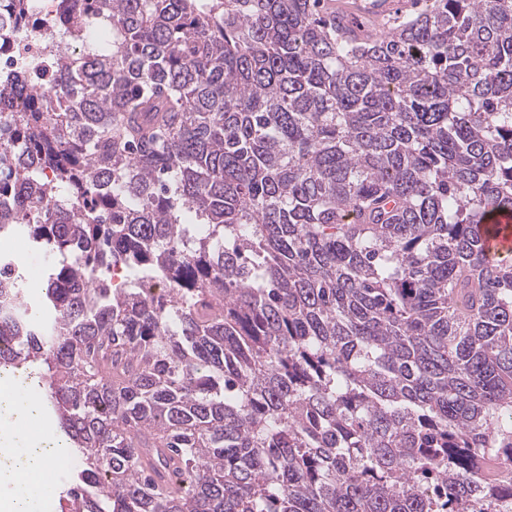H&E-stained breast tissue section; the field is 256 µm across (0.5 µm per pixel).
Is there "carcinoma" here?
I'll list each match as a JSON object with an SVG mask.
<instances>
[{
	"mask_svg": "<svg viewBox=\"0 0 512 512\" xmlns=\"http://www.w3.org/2000/svg\"><path fill=\"white\" fill-rule=\"evenodd\" d=\"M420 1L63 0L62 95L0 82V228L54 259L0 270V370L58 512H512V0ZM396 2V8L393 13H390L395 2L392 0H360L357 1V5L359 9L366 13H359L352 11H344L343 13L347 14L350 19L356 21L361 24H370L377 23L380 20L387 21L392 20L397 15L400 14V11L408 8L413 0H394ZM390 13V15H388ZM368 14V15H367ZM373 17H378L381 19H376ZM388 15V16H387ZM386 16V17H384ZM484 227V245L492 260L512 255V213L497 214ZM512 258V257H511Z\"/></svg>",
	"mask_w": 512,
	"mask_h": 512,
	"instance_id": "carcinoma-1",
	"label": "carcinoma"
}]
</instances>
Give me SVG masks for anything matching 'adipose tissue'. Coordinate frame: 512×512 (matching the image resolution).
Returning <instances> with one entry per match:
<instances>
[{"instance_id": "adipose-tissue-1", "label": "adipose tissue", "mask_w": 512, "mask_h": 512, "mask_svg": "<svg viewBox=\"0 0 512 512\" xmlns=\"http://www.w3.org/2000/svg\"><path fill=\"white\" fill-rule=\"evenodd\" d=\"M39 413L36 396L18 391L0 392V456L8 466L0 468V512H34L43 490L41 481L60 466L61 439L52 432L35 436L29 431Z\"/></svg>"}]
</instances>
